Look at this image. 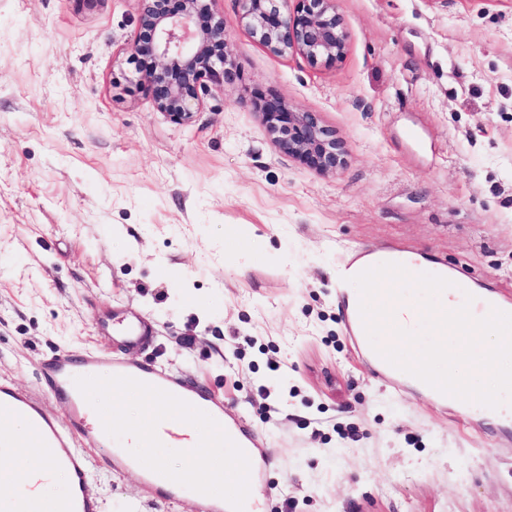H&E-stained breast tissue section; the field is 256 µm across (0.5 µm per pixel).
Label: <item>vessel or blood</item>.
<instances>
[{
    "label": "vessel or blood",
    "mask_w": 512,
    "mask_h": 512,
    "mask_svg": "<svg viewBox=\"0 0 512 512\" xmlns=\"http://www.w3.org/2000/svg\"><path fill=\"white\" fill-rule=\"evenodd\" d=\"M349 326L357 346L366 350L371 360L388 374L396 369L373 351L365 332L359 310H352ZM115 328L123 334L125 341L132 344L148 342L149 336L140 318L116 323ZM41 368L52 385L54 393L63 399L69 408L70 425L61 427L49 415L40 398L16 389L9 383L0 382V446L30 447L42 460L39 472L25 474L26 482H34L37 477L55 472H66L70 482L66 492L57 498L39 502V512H101L100 503L87 492V479L92 465L90 455L75 445L77 437L93 435L98 447L114 450L116 441L106 434L98 415L88 411L83 398L75 385L76 378L96 375L99 369H109L112 375L126 376L165 390L203 410L216 421L222 422L226 433L240 444L250 460L251 475H258L264 459L254 443L248 442L238 425L225 422L220 406L194 388L183 386L174 377L156 372L148 366L129 365L114 360L111 353L103 350H58L41 360ZM16 417L25 418L30 427L26 438L19 439L11 432L9 422ZM196 430L189 424L176 421H162L157 428V436L162 444L172 448L195 447Z\"/></svg>",
    "instance_id": "1"
}]
</instances>
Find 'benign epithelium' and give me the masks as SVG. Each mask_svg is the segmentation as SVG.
Returning a JSON list of instances; mask_svg holds the SVG:
<instances>
[{
    "instance_id": "benign-epithelium-1",
    "label": "benign epithelium",
    "mask_w": 512,
    "mask_h": 512,
    "mask_svg": "<svg viewBox=\"0 0 512 512\" xmlns=\"http://www.w3.org/2000/svg\"><path fill=\"white\" fill-rule=\"evenodd\" d=\"M130 59L139 62L135 87L174 123L192 121L202 94L213 84L231 93L235 73L224 50V15L216 0H140ZM241 21L266 48L297 54L315 64L342 57L347 35L335 0H240ZM257 108L274 144L300 163L333 174L345 163L336 133L315 112H293L277 99Z\"/></svg>"
}]
</instances>
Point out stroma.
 <instances>
[{
    "instance_id": "35a3bbf8",
    "label": "stroma",
    "mask_w": 512,
    "mask_h": 512,
    "mask_svg": "<svg viewBox=\"0 0 512 512\" xmlns=\"http://www.w3.org/2000/svg\"><path fill=\"white\" fill-rule=\"evenodd\" d=\"M216 7L236 88L176 124L127 88L139 0H0V381L46 399L39 354L107 345L199 386L268 458L259 512H512V419L374 367L338 281L411 251L512 301V0H336L347 49L316 65ZM272 97L343 168L281 151ZM129 309L151 347L97 332ZM92 457L102 512H200ZM257 108L274 144L300 163L323 174H333L345 163L344 147L336 133L314 112H293L277 99Z\"/></svg>"
}]
</instances>
